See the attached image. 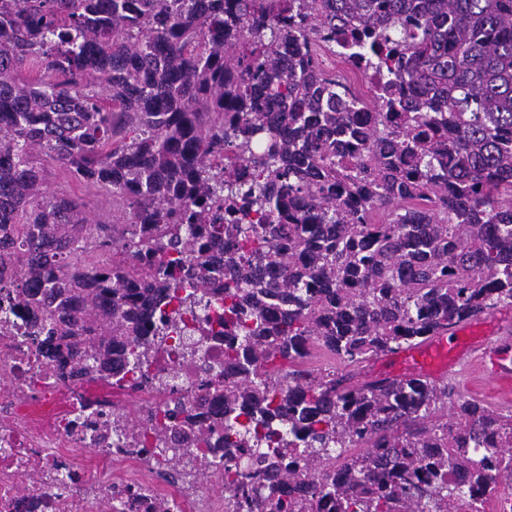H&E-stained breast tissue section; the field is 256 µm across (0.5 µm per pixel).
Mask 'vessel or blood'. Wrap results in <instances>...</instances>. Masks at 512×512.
Segmentation results:
<instances>
[{
    "instance_id": "obj_1",
    "label": "vessel or blood",
    "mask_w": 512,
    "mask_h": 512,
    "mask_svg": "<svg viewBox=\"0 0 512 512\" xmlns=\"http://www.w3.org/2000/svg\"><path fill=\"white\" fill-rule=\"evenodd\" d=\"M501 332L499 318L491 315L480 317L434 336L421 345L384 355L379 365L392 377L413 374L441 381L456 375L458 368L469 362L487 359L494 366L490 382L498 388L512 382V371L500 364Z\"/></svg>"
}]
</instances>
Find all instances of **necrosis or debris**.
I'll return each mask as SVG.
<instances>
[{
    "instance_id": "4bbe7bcc",
    "label": "necrosis or debris",
    "mask_w": 512,
    "mask_h": 512,
    "mask_svg": "<svg viewBox=\"0 0 512 512\" xmlns=\"http://www.w3.org/2000/svg\"><path fill=\"white\" fill-rule=\"evenodd\" d=\"M224 320L212 300L203 317L186 316L180 337L157 357L175 374L167 392L126 370L111 379L53 378L31 345L26 316L0 321V512H238L224 494V451L199 440L156 445L168 410L219 419L224 402L200 386L202 372L183 363L188 343L202 342V361L224 369V343L203 340ZM197 457L188 463L185 446Z\"/></svg>"
}]
</instances>
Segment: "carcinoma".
Here are the masks:
<instances>
[{"mask_svg": "<svg viewBox=\"0 0 512 512\" xmlns=\"http://www.w3.org/2000/svg\"><path fill=\"white\" fill-rule=\"evenodd\" d=\"M348 39L363 130L320 61ZM47 162L122 209L93 220ZM0 246V310L72 377L224 297L246 376L202 386L246 457L239 508L487 504L512 414L450 421L447 383L354 369L512 306V0H0ZM315 350L344 371L300 368Z\"/></svg>", "mask_w": 512, "mask_h": 512, "instance_id": "1", "label": "carcinoma"}]
</instances>
